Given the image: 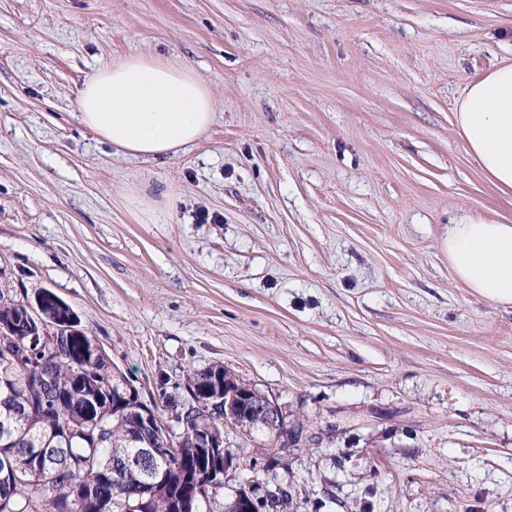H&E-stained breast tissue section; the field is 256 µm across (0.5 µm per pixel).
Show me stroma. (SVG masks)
Returning a JSON list of instances; mask_svg holds the SVG:
<instances>
[{"label":"stroma","instance_id":"obj_1","mask_svg":"<svg viewBox=\"0 0 512 512\" xmlns=\"http://www.w3.org/2000/svg\"><path fill=\"white\" fill-rule=\"evenodd\" d=\"M138 54L216 100L165 161L76 116ZM511 56L512 0H0V288L56 294L163 416L216 364L276 398L298 447L225 431V496L512 512V306L443 246L461 212L512 222L453 114Z\"/></svg>","mask_w":512,"mask_h":512}]
</instances>
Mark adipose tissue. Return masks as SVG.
Listing matches in <instances>:
<instances>
[{
  "mask_svg": "<svg viewBox=\"0 0 512 512\" xmlns=\"http://www.w3.org/2000/svg\"><path fill=\"white\" fill-rule=\"evenodd\" d=\"M216 102L194 70L132 55L102 66L80 89L78 119L125 155L164 160L195 144ZM455 123L470 155L498 190L512 191V61L474 79L455 104ZM448 264L477 297L512 306V223L475 213L448 224Z\"/></svg>",
  "mask_w": 512,
  "mask_h": 512,
  "instance_id": "adipose-tissue-1",
  "label": "adipose tissue"
}]
</instances>
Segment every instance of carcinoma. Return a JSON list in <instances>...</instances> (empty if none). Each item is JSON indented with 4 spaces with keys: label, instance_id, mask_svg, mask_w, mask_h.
I'll return each instance as SVG.
<instances>
[{
    "label": "carcinoma",
    "instance_id": "obj_1",
    "mask_svg": "<svg viewBox=\"0 0 512 512\" xmlns=\"http://www.w3.org/2000/svg\"><path fill=\"white\" fill-rule=\"evenodd\" d=\"M50 291L44 311L54 319L69 317ZM25 307L0 289V324L17 327L15 348L27 358L9 362L0 354V453L12 456V487L0 500V512H200L212 498L210 472L215 449L202 447L200 420L174 407L176 426L133 430L138 409L123 404L130 380L112 364L105 349H93L84 331L60 348L29 331ZM222 365L187 374L185 387L199 403L224 395ZM250 423L242 434L266 437L278 448V434L261 414L264 393L250 388ZM41 448H65L61 462L45 463ZM144 448H156L155 477L143 489V477L118 468Z\"/></svg>",
    "mask_w": 512,
    "mask_h": 512
}]
</instances>
